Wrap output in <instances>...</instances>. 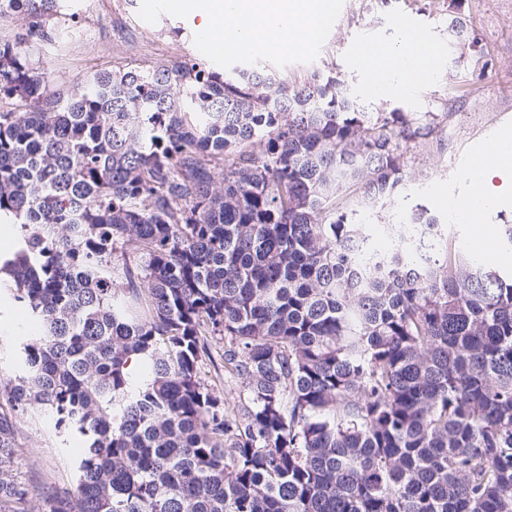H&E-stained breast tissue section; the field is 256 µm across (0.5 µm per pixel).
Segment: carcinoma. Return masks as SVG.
<instances>
[{"instance_id": "obj_1", "label": "carcinoma", "mask_w": 512, "mask_h": 512, "mask_svg": "<svg viewBox=\"0 0 512 512\" xmlns=\"http://www.w3.org/2000/svg\"><path fill=\"white\" fill-rule=\"evenodd\" d=\"M0 290L41 335L0 378V507L29 512L16 420L84 438L44 512H512V271L422 205L378 249L336 204L403 182L434 114L367 120L196 58L52 91L68 0H0ZM450 39L479 51L464 18ZM224 337L231 403L199 377Z\"/></svg>"}]
</instances>
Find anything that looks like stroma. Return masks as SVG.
I'll return each instance as SVG.
<instances>
[{
  "label": "stroma",
  "mask_w": 512,
  "mask_h": 512,
  "mask_svg": "<svg viewBox=\"0 0 512 512\" xmlns=\"http://www.w3.org/2000/svg\"><path fill=\"white\" fill-rule=\"evenodd\" d=\"M169 0H158L144 15L136 0H76L81 21L76 33L65 36L59 50L44 60L53 82L69 87L84 76L131 66L150 68L194 56L220 66H259L275 76L301 83L318 69L335 77L338 87L363 112H402L416 120L439 113L432 141L404 143L402 194L425 205L440 223L450 222L451 202L466 200L472 186L463 176L470 153L490 138L512 132V0H460L461 15L479 39L482 54L448 43L449 0H338L335 26L313 48L302 53L259 49L246 58L209 55L201 33L188 16L175 13ZM426 30L442 45L437 75L402 97L377 100L363 90L367 76L357 65L359 47L366 42L397 38L400 24ZM119 25L125 40L102 39L103 30ZM406 213L399 200L376 212L353 211L352 223L365 225L378 246L390 248L380 230L398 224ZM38 325L25 308L0 294V340L12 343L37 335ZM18 481L39 487L73 488L74 464L84 442L51 430L44 412L29 408L18 419Z\"/></svg>",
  "instance_id": "1"
}]
</instances>
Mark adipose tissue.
<instances>
[{
	"instance_id": "ef3b65f1",
	"label": "adipose tissue",
	"mask_w": 512,
	"mask_h": 512,
	"mask_svg": "<svg viewBox=\"0 0 512 512\" xmlns=\"http://www.w3.org/2000/svg\"><path fill=\"white\" fill-rule=\"evenodd\" d=\"M178 10L199 16L203 47L214 54L254 51L265 43L285 50L306 48L319 40L337 20V0H170ZM441 48L426 31L410 28L389 43H367L357 62L368 78L365 93L375 99L402 95L416 84L433 78ZM479 166L468 167L465 177L472 197L450 207L453 220L480 223L483 213L500 198L495 178L512 173V136L489 140L478 150Z\"/></svg>"
}]
</instances>
